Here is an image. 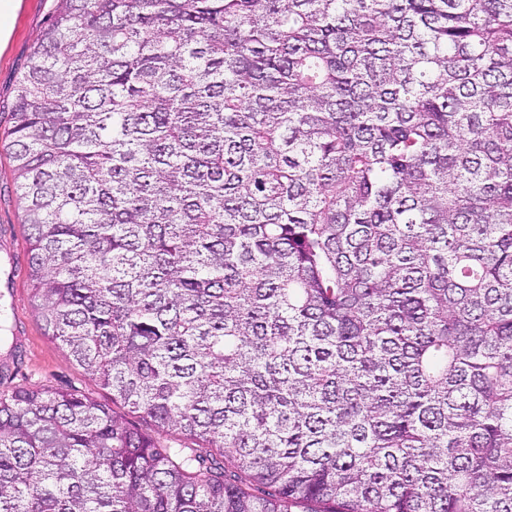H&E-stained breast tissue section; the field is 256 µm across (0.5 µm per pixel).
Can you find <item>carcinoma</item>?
Here are the masks:
<instances>
[{
    "instance_id": "obj_1",
    "label": "carcinoma",
    "mask_w": 512,
    "mask_h": 512,
    "mask_svg": "<svg viewBox=\"0 0 512 512\" xmlns=\"http://www.w3.org/2000/svg\"><path fill=\"white\" fill-rule=\"evenodd\" d=\"M5 140L112 405L1 390L0 512H512V0H58ZM134 416H129V418L139 423L140 427L145 432L151 434L159 444L163 446H169L171 448H184L185 446L194 447V445L191 444L190 440H187L186 438L178 434L177 431H167L158 429L157 427L151 425L150 423L143 421L141 418H135Z\"/></svg>"
}]
</instances>
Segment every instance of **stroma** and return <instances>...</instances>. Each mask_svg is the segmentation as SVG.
I'll list each match as a JSON object with an SVG mask.
<instances>
[{"instance_id": "1", "label": "stroma", "mask_w": 512, "mask_h": 512, "mask_svg": "<svg viewBox=\"0 0 512 512\" xmlns=\"http://www.w3.org/2000/svg\"><path fill=\"white\" fill-rule=\"evenodd\" d=\"M57 0H17L11 33L0 39V133L12 122L18 81ZM24 211L8 154L0 148V390L46 386L103 403L112 396L85 374L59 342L45 336L28 286Z\"/></svg>"}]
</instances>
